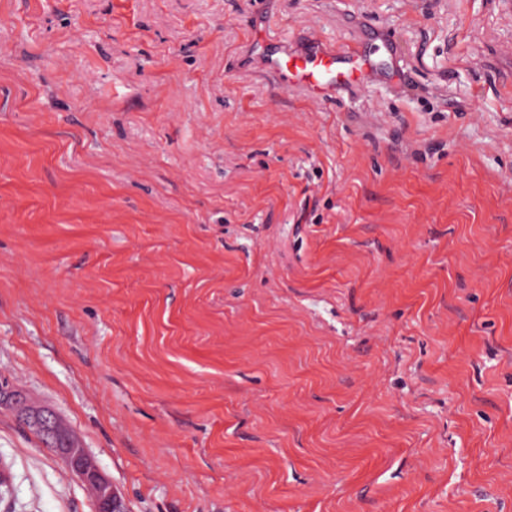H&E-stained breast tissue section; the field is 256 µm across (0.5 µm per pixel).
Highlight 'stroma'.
<instances>
[{"label":"stroma","instance_id":"1","mask_svg":"<svg viewBox=\"0 0 512 512\" xmlns=\"http://www.w3.org/2000/svg\"><path fill=\"white\" fill-rule=\"evenodd\" d=\"M260 18L395 51L323 102ZM1 375L131 512H512V0H0Z\"/></svg>","mask_w":512,"mask_h":512}]
</instances>
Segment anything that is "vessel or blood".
Listing matches in <instances>:
<instances>
[{
	"instance_id": "b4317fda",
	"label": "vessel or blood",
	"mask_w": 512,
	"mask_h": 512,
	"mask_svg": "<svg viewBox=\"0 0 512 512\" xmlns=\"http://www.w3.org/2000/svg\"><path fill=\"white\" fill-rule=\"evenodd\" d=\"M251 52L279 88L300 90L320 99L362 82L377 68L370 55L355 48L337 50L315 37L295 50L262 31L253 41Z\"/></svg>"
}]
</instances>
